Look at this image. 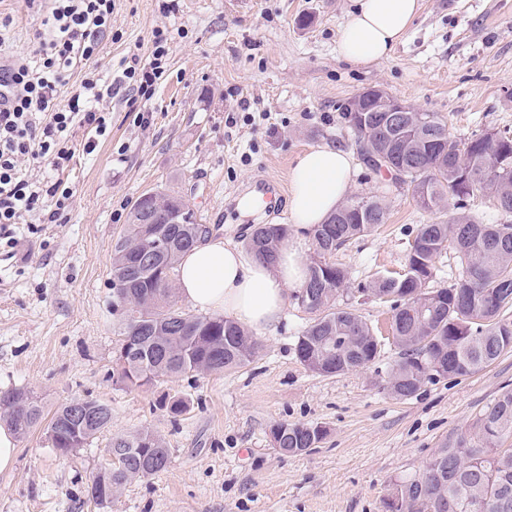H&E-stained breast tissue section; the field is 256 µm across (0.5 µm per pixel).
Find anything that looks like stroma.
I'll return each mask as SVG.
<instances>
[{"label": "stroma", "instance_id": "35a3bbf8", "mask_svg": "<svg viewBox=\"0 0 512 512\" xmlns=\"http://www.w3.org/2000/svg\"><path fill=\"white\" fill-rule=\"evenodd\" d=\"M163 2L115 0V39L77 61L66 86L79 90L91 72L110 80L135 53L149 59L159 29L167 54L152 99L132 89L112 97L110 135L93 153L78 149L61 174L74 192L63 222L0 245V391L30 390L48 413L75 398L112 409L111 429L71 454L56 452L40 428L16 441L12 469L0 472V512H385L395 483L422 473L512 387V352L400 400L385 387L399 356L392 343L345 374L303 366L295 345L312 315L292 298L240 367L121 387L112 380V248L133 203L154 190L178 192L198 223L232 225L239 244L253 225L290 223L286 196L251 211L238 204L266 180L289 185L311 147L357 151L343 106L371 86L444 117L454 138L512 133V0H421L391 57L365 68L338 52L354 0H176L169 12ZM0 16L11 20L7 44L37 48L40 21L25 0H0ZM350 193L379 197L388 210L386 224L333 257L351 276L344 303L385 335L390 306L362 285L402 270L416 226L448 219L456 205L424 211L409 185L361 160ZM175 397L188 402L177 416L168 409ZM280 422L318 423L327 435L307 452L280 454L270 440ZM140 430L164 438L166 469L130 480L100 508L87 489L112 435Z\"/></svg>", "mask_w": 512, "mask_h": 512}]
</instances>
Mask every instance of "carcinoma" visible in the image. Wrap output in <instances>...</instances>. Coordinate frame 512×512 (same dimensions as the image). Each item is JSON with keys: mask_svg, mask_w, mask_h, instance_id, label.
Instances as JSON below:
<instances>
[{"mask_svg": "<svg viewBox=\"0 0 512 512\" xmlns=\"http://www.w3.org/2000/svg\"><path fill=\"white\" fill-rule=\"evenodd\" d=\"M423 117L432 118V131L408 140L406 154L396 157L407 174L396 180L421 187L428 201H417L420 208L436 211L453 199L460 212L446 221L418 225L404 272L364 286L391 304L400 357L387 372L386 388L400 399L413 397L428 379L468 376L512 350V321L501 317L512 307V219L485 224L469 212L471 202L485 200L512 216V136L488 130L461 141L448 134L438 115L425 112ZM350 128L362 156L370 145L395 153L379 129ZM153 208L160 205L136 200L113 245L112 305L121 309L113 382L127 388L191 372L221 373L251 360L260 348L253 334L232 319L177 307L180 256L210 234V228L195 220L142 223L144 211ZM386 220L387 207L380 198L353 196L311 229L313 253L301 287L305 295L295 298L316 317L298 336L296 355L314 373H348L368 366L379 353L372 326L354 309L336 306L350 275L332 256ZM288 235L286 224H255L244 246L272 264ZM447 248L459 258L458 275L450 285L434 288L435 259ZM83 410L76 416L77 406L70 401L47 419L38 398H26L20 388L0 392V418L13 432L23 439L42 425L52 448L62 454L84 447L112 425L107 404L85 398ZM277 428L280 447L292 455L324 439L314 424L283 422ZM506 438H512V388L503 389L468 430L449 439L419 476L397 484L398 512H434L445 498L457 512H512V448H501ZM109 447L122 449L119 465L103 466L112 469L106 489L113 494L136 477L164 470L169 462L165 442L149 431L117 434Z\"/></svg>", "mask_w": 512, "mask_h": 512, "instance_id": "carcinoma-1", "label": "carcinoma"}]
</instances>
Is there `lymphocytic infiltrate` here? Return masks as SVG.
<instances>
[{
    "label": "lymphocytic infiltrate",
    "instance_id": "lymphocytic-infiltrate-1",
    "mask_svg": "<svg viewBox=\"0 0 512 512\" xmlns=\"http://www.w3.org/2000/svg\"><path fill=\"white\" fill-rule=\"evenodd\" d=\"M43 11L44 29L34 57L27 58L0 47V83L10 86L0 100V240L14 244L18 225L41 211L47 224L60 223L73 191L59 179L75 155L73 133L87 134L84 151H94L99 139L111 131L106 98L118 93L114 83L88 76L79 92L62 98L71 68L77 60H90L99 41L112 27V0H28ZM165 39L156 35L150 61L131 56L123 76L133 82L142 100H150L164 74L160 64ZM32 158L44 165L45 175L34 179L21 161Z\"/></svg>",
    "mask_w": 512,
    "mask_h": 512
}]
</instances>
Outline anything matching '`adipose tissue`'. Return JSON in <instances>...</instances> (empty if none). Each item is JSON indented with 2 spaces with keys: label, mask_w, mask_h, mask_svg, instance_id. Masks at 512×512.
Here are the masks:
<instances>
[{
  "label": "adipose tissue",
  "mask_w": 512,
  "mask_h": 512,
  "mask_svg": "<svg viewBox=\"0 0 512 512\" xmlns=\"http://www.w3.org/2000/svg\"><path fill=\"white\" fill-rule=\"evenodd\" d=\"M339 39L348 62L370 66L387 60L417 16L420 0H356ZM350 151L321 145L305 151L290 172L289 212L297 230L325 222L353 184ZM301 243H286L266 264L232 237H208L185 253L178 268L179 296L192 307L229 316L255 330L274 328L288 304V291L302 286L307 265Z\"/></svg>",
  "instance_id": "obj_1"
}]
</instances>
